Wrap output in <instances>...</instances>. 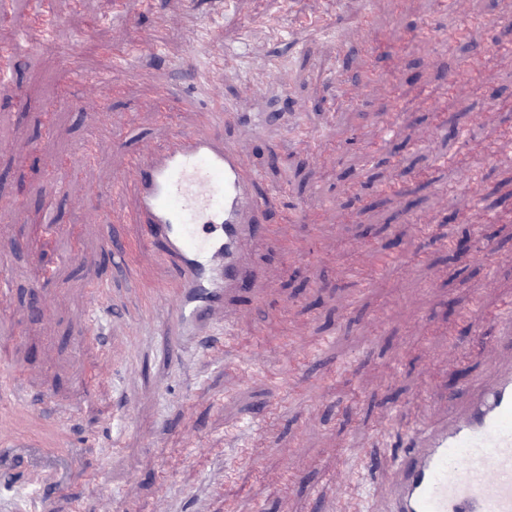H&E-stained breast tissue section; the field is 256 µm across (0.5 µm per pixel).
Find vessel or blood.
Instances as JSON below:
<instances>
[{
  "mask_svg": "<svg viewBox=\"0 0 512 512\" xmlns=\"http://www.w3.org/2000/svg\"><path fill=\"white\" fill-rule=\"evenodd\" d=\"M81 107L92 116V137L66 157L65 172L90 166L95 139L112 133L94 98ZM246 118L235 106L215 103L197 111L194 127L172 133L162 148L128 157L118 185L133 192L136 205L128 213L105 211L102 247L116 268L128 270L127 249L116 227L138 224L144 242L157 253V264L176 270L169 287L145 283L138 305L124 311L132 333L157 319L178 336L205 325L222 327L221 309L256 278L245 252L278 238L281 223L304 222L305 212L298 207L284 211L280 224L261 221L260 175L222 133L225 125ZM247 119L260 128L271 116L257 113ZM11 345V340L0 341L5 373L0 402L9 404L11 413H24L35 403L15 392L22 374L11 365ZM401 445V474L383 480L388 512H512V368L497 371L490 384L479 387L465 414L414 428L402 436Z\"/></svg>",
  "mask_w": 512,
  "mask_h": 512,
  "instance_id": "1",
  "label": "vessel or blood"
}]
</instances>
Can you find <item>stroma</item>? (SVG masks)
<instances>
[{"label": "stroma", "mask_w": 512, "mask_h": 512, "mask_svg": "<svg viewBox=\"0 0 512 512\" xmlns=\"http://www.w3.org/2000/svg\"><path fill=\"white\" fill-rule=\"evenodd\" d=\"M5 9L0 44L16 46L18 61L0 77V198L23 194L28 210L52 212L57 228L25 223L19 212L0 218V279L8 281L0 302L11 313L0 338L15 340L26 394L57 401L59 416H12L18 436L48 453L26 460L0 452V512H40L45 503L50 512H93L100 502L106 512H354L340 481L361 483L371 464L394 474L400 429L445 413L456 392L512 365V347L494 342L499 318L512 310V226H489L490 263L452 260L423 243L403 212L414 202L453 236L454 210L466 208L480 224L491 200L512 192V136L496 135L512 126V111L501 107L512 102V51L493 42L504 22L491 0H468L460 15L442 0H113L106 13L100 0H7ZM368 11L378 34L370 44L358 30ZM214 46L225 66L215 95L283 117L256 133L225 127L224 138L260 173L268 223L291 203L314 215L282 226L283 239L306 251L290 260L281 245L260 250L264 286L242 294L232 312L238 346L185 336L174 356L166 324L132 339L107 317L100 346L97 331L78 335L91 317L90 288L112 284L131 305L137 295L125 273L104 264L87 195L117 179L127 152L192 127L193 113L174 101L165 105L173 125L161 121L151 82L194 94L197 73L176 62H204ZM477 48L493 99L450 105L459 116L452 133L432 131L423 144L409 138L446 70ZM111 49L135 52L119 93L101 75ZM70 54L85 82L68 72ZM405 83L415 98L402 109L394 89ZM62 85L103 105L112 135L99 141L95 164L57 191L10 156L20 145L68 155L84 140L90 117L71 104L58 108V134L44 132V108ZM487 137L495 140L489 151L479 146ZM454 155L474 178L452 192L457 176L446 161ZM409 166L431 167L440 180L360 223L338 222L353 194L373 198L405 180ZM384 247H420L426 257L360 282L359 267L377 265ZM34 294L52 306L36 324ZM452 344L466 356L457 379ZM107 357L110 371L98 373ZM289 463L298 472L292 481L283 476Z\"/></svg>", "instance_id": "1"}]
</instances>
